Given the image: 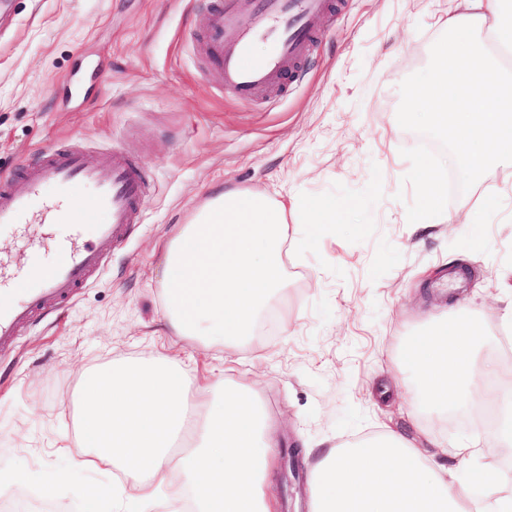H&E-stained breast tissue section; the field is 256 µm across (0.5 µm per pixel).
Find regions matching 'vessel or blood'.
<instances>
[{
  "label": "vessel or blood",
  "mask_w": 512,
  "mask_h": 512,
  "mask_svg": "<svg viewBox=\"0 0 512 512\" xmlns=\"http://www.w3.org/2000/svg\"><path fill=\"white\" fill-rule=\"evenodd\" d=\"M328 7V0H257L244 20L235 0H218L199 52L221 75L226 96L251 103L260 91L282 88L287 73L296 71L315 20ZM257 36L271 44L261 58L250 51ZM147 186L145 170L122 152L109 151L90 166L75 146L49 151L41 163L0 184V230L22 226L42 212L59 240L51 260L0 273V343L12 341L18 327L46 308L66 304L89 283L102 267L103 248L122 241L136 222ZM86 190L90 203L73 210L74 196ZM87 224L95 227L90 239L83 234Z\"/></svg>",
  "instance_id": "vessel-or-blood-1"
}]
</instances>
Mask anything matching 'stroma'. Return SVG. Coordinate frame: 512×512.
<instances>
[{"label":"stroma","mask_w":512,"mask_h":512,"mask_svg":"<svg viewBox=\"0 0 512 512\" xmlns=\"http://www.w3.org/2000/svg\"><path fill=\"white\" fill-rule=\"evenodd\" d=\"M316 43L286 92L241 105L218 90L198 51L203 0H14L0 29V178L57 146L88 163L117 148L148 172L128 239L69 304L50 308L0 346V475L22 471L0 512H83L82 491L116 480L81 466L74 395L85 371L159 352L191 359L196 377L256 381L282 444L277 512H309V474L337 445L391 427L414 434L402 386L411 336L433 327L434 284L461 273L477 366L491 386L512 378V172L492 170L499 215L449 199L454 223L413 224L424 205L412 173L447 180L445 153H425L402 90L429 86L448 38V0H329ZM289 196L287 290L257 332L219 359L164 320V247L208 198L229 191ZM336 221L320 224L325 208ZM45 225L0 231V265L14 271L49 253ZM475 404L456 405L425 452L475 495L512 496V451L483 438L464 461Z\"/></svg>","instance_id":"obj_1"}]
</instances>
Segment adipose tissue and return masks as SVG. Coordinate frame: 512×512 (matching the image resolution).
<instances>
[{"label": "adipose tissue", "instance_id": "ef3b65f1", "mask_svg": "<svg viewBox=\"0 0 512 512\" xmlns=\"http://www.w3.org/2000/svg\"><path fill=\"white\" fill-rule=\"evenodd\" d=\"M444 26L441 72L427 89L408 88L413 120H426L454 142L449 160L481 182L512 167V77L480 61L483 32L512 48V0H458ZM288 206L249 192L209 200L168 243L162 283L165 319L178 334L231 352L252 335L267 303L286 285L283 248ZM469 322L451 320L412 337L404 360L416 399L435 415L448 391L467 392L477 370ZM498 417L474 423L458 456L489 436L512 446V398L496 399ZM76 434L93 464L119 473L116 484L86 497L131 502L142 512H272L274 454L257 393L217 377L197 384L190 370L162 356L118 361L86 371L77 395ZM408 438L378 437L330 450L312 470L311 512H512V496L473 498L419 449L429 426Z\"/></svg>", "mask_w": 512, "mask_h": 512}]
</instances>
